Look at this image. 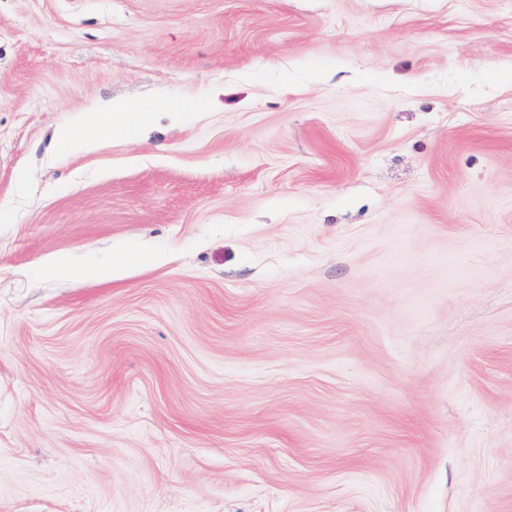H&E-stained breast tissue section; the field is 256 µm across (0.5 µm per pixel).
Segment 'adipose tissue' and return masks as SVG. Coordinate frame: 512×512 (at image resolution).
Listing matches in <instances>:
<instances>
[{
  "instance_id": "ef3b65f1",
  "label": "adipose tissue",
  "mask_w": 512,
  "mask_h": 512,
  "mask_svg": "<svg viewBox=\"0 0 512 512\" xmlns=\"http://www.w3.org/2000/svg\"><path fill=\"white\" fill-rule=\"evenodd\" d=\"M150 112V106L115 100L90 113L79 125L61 129L59 141L69 149L79 150L110 135L131 138L145 125Z\"/></svg>"
}]
</instances>
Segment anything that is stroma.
<instances>
[{
  "label": "stroma",
  "mask_w": 512,
  "mask_h": 512,
  "mask_svg": "<svg viewBox=\"0 0 512 512\" xmlns=\"http://www.w3.org/2000/svg\"><path fill=\"white\" fill-rule=\"evenodd\" d=\"M0 512H512V0H0ZM158 105L133 106L122 100H112L99 111L91 112L79 125L59 131L60 144L79 150L112 135L132 138L145 125L150 112Z\"/></svg>",
  "instance_id": "stroma-1"
}]
</instances>
